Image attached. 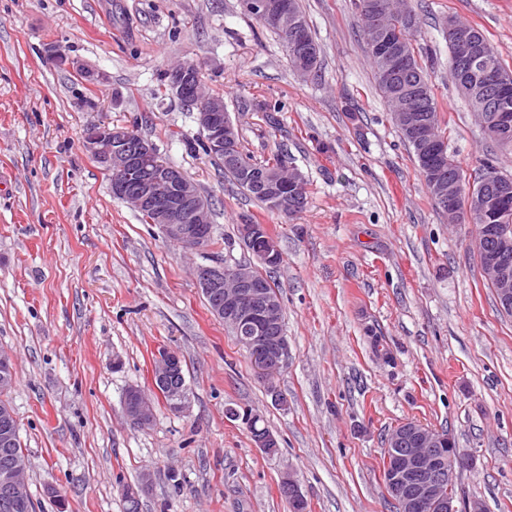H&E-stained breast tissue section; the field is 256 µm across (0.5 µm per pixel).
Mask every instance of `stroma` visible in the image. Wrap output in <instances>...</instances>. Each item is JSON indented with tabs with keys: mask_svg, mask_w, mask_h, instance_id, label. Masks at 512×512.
<instances>
[{
	"mask_svg": "<svg viewBox=\"0 0 512 512\" xmlns=\"http://www.w3.org/2000/svg\"><path fill=\"white\" fill-rule=\"evenodd\" d=\"M318 77L293 72L240 0H0V347L14 354L11 405L36 512H290L294 472L309 512H393L385 442L416 421L453 437L458 512H512V316L485 281L466 227L431 201L378 95L353 0H301ZM448 150L512 174L448 69L444 25L477 26L512 70V0H412ZM63 47L102 81L59 69ZM202 63L254 160L283 153L307 181L293 219L245 196L193 152L196 112L168 87ZM133 127L211 204L214 245L190 253L112 194L84 128ZM266 225L289 343L274 402L245 348L208 309L199 265L254 257L237 227ZM177 352L182 412L158 400L129 426V387L151 391L159 350ZM262 415L278 451L238 413ZM64 500L49 498L47 487ZM282 495L288 500L292 511L304 512L305 498L299 489L298 480L292 473H288L281 481Z\"/></svg>",
	"mask_w": 512,
	"mask_h": 512,
	"instance_id": "stroma-1",
	"label": "stroma"
}]
</instances>
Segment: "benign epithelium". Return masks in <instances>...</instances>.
Returning <instances> with one entry per match:
<instances>
[{
    "mask_svg": "<svg viewBox=\"0 0 512 512\" xmlns=\"http://www.w3.org/2000/svg\"><path fill=\"white\" fill-rule=\"evenodd\" d=\"M245 11L266 22L286 28L293 43L304 39L299 22L287 18L285 0H242ZM448 44L455 49L459 62L458 83L484 112L478 117L483 128L497 132V140L504 150L512 149V113L503 111L493 100L508 93L512 78L503 76L489 63L482 35L473 29L459 26L448 19L444 28ZM50 55L60 67L77 69L85 77L94 74L82 67L58 47ZM201 68L195 62H186L170 72L172 92L189 107L197 111V122L211 155H222L232 148L233 125L224 114L219 102L202 103L198 99ZM402 121L413 137L429 155L441 162L444 148L428 130L418 126L409 113H402ZM82 145L86 152L111 173L112 194L130 204L136 211L151 216L150 222L158 226L169 239L181 243L186 249L202 252L208 248L211 224L207 200L196 183L179 168L164 161L154 142L138 135L128 127L92 124L84 128ZM485 179L494 183L492 193L472 197L463 211L467 218L496 214L512 204V179L489 171ZM435 192L448 200V215L459 214L460 190L455 181L435 183ZM262 237L265 247L255 254L260 264L277 260L278 246L269 237L262 224L241 225V237L249 243ZM476 251L483 255V273L493 284L500 308L512 313V237L484 235L473 238ZM253 265H200L196 270L198 286L215 298L212 314L224 326L247 337L253 351L252 360L258 374L271 379L288 364V340L279 331V303L259 285ZM154 390L163 393L169 407L180 412L188 397L186 379L182 373L181 358L169 351L159 356L152 369ZM124 417L135 429H145L154 420V407L150 396L136 387L126 393ZM384 454L385 487L400 512H456L454 500L445 496L440 485L453 482L456 469L461 465L453 440H448V456L440 453L441 438L436 431L414 421L400 424L391 434ZM25 457L18 456L12 464L0 471V490L12 497H23L28 488L25 478ZM282 495L294 512H304L305 498L298 480L291 473L281 481Z\"/></svg>",
    "mask_w": 512,
    "mask_h": 512,
    "instance_id": "7a95c632",
    "label": "benign epithelium"
}]
</instances>
